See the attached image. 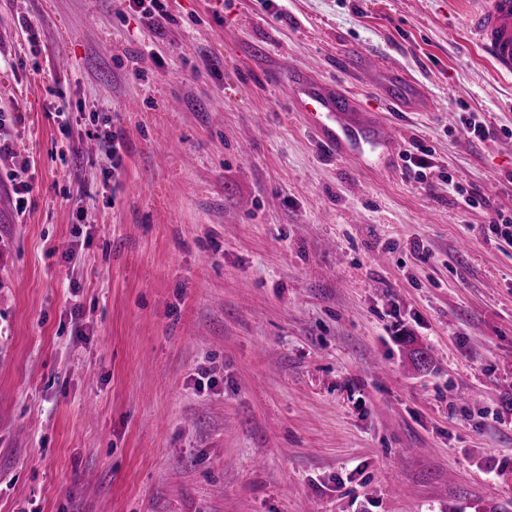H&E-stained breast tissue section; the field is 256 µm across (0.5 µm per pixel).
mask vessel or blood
Returning a JSON list of instances; mask_svg holds the SVG:
<instances>
[{
  "label": "vessel or blood",
  "mask_w": 512,
  "mask_h": 512,
  "mask_svg": "<svg viewBox=\"0 0 512 512\" xmlns=\"http://www.w3.org/2000/svg\"><path fill=\"white\" fill-rule=\"evenodd\" d=\"M466 29L497 71L512 75V0H472L466 15ZM287 81L301 89L312 105L315 132L331 152L349 156L366 145L394 152L388 126L357 120L353 98L334 92L305 74H290Z\"/></svg>",
  "instance_id": "obj_1"
}]
</instances>
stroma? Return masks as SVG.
<instances>
[{"mask_svg": "<svg viewBox=\"0 0 512 512\" xmlns=\"http://www.w3.org/2000/svg\"><path fill=\"white\" fill-rule=\"evenodd\" d=\"M468 8L0 0V512L512 506V76ZM286 72L397 155L329 152ZM127 10L137 14L149 29H156L166 17L165 0H123Z\"/></svg>", "mask_w": 512, "mask_h": 512, "instance_id": "stroma-1", "label": "stroma"}]
</instances>
